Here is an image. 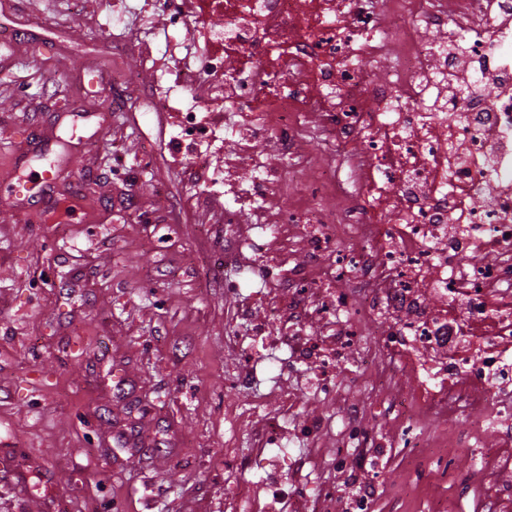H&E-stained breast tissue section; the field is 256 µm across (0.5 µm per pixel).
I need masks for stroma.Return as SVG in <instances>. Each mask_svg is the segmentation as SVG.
I'll return each instance as SVG.
<instances>
[{"mask_svg":"<svg viewBox=\"0 0 512 512\" xmlns=\"http://www.w3.org/2000/svg\"><path fill=\"white\" fill-rule=\"evenodd\" d=\"M195 11L194 0L0 5V31L18 35L0 43V188L59 170L35 202L0 213V512H297L323 482L344 500L368 496L372 512H429L458 488L434 469L403 495L402 448L331 465L347 406L372 437L400 425L357 353L324 367L336 328L316 316L319 295L285 285L303 237L264 226L294 186H270L224 222L258 175L253 157L278 159L276 143L252 137L250 113H215L236 129L213 158L225 185L195 182L181 110L207 90L176 84L214 51ZM299 320L320 355L288 339Z\"/></svg>","mask_w":512,"mask_h":512,"instance_id":"obj_1","label":"stroma"}]
</instances>
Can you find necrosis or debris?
Segmentation results:
<instances>
[{"mask_svg": "<svg viewBox=\"0 0 512 512\" xmlns=\"http://www.w3.org/2000/svg\"><path fill=\"white\" fill-rule=\"evenodd\" d=\"M223 16L208 37L257 59L235 73L238 110L270 83L267 59L288 56V79L272 92L257 137L291 155L308 112L318 97L327 101L323 158L272 163L265 174L315 203L277 218L300 225L306 242L300 292L314 290L310 270L338 240L365 243L346 272L352 288L326 292L322 304L323 318L340 323L337 359L363 321H388L360 362L376 370L393 413L417 428L406 442L414 482L433 465L452 477L453 450L476 448L480 463L461 489L475 493V512H506L512 454L481 448L479 434L489 420L512 444V0H225ZM429 30L443 41H426ZM361 56L390 58L389 82L372 83L356 65ZM490 80L499 94L481 92ZM330 197L340 210L322 208ZM427 289L441 312L424 305ZM482 323L493 332L473 333ZM398 369L417 377L418 392L395 387ZM464 414L471 423L456 441L421 427Z\"/></svg>", "mask_w": 512, "mask_h": 512, "instance_id": "obj_1", "label": "necrosis or debris"}]
</instances>
